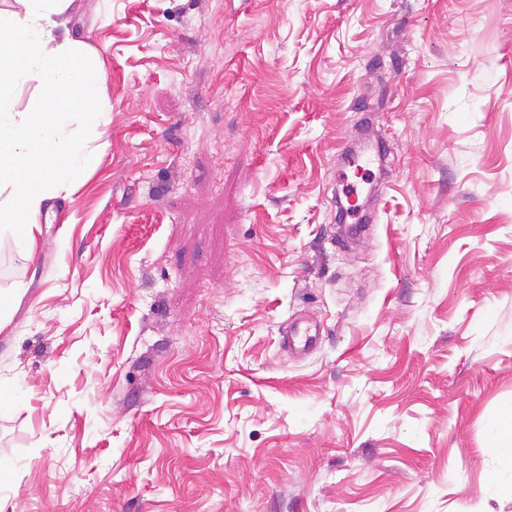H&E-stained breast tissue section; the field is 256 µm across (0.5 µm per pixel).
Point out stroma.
<instances>
[{
    "mask_svg": "<svg viewBox=\"0 0 512 512\" xmlns=\"http://www.w3.org/2000/svg\"><path fill=\"white\" fill-rule=\"evenodd\" d=\"M68 27L111 120L32 259L0 245V512H512V0ZM366 124L374 186L336 162ZM484 429L487 446L507 460L487 488L488 495L494 497L504 488L512 489V400L487 418Z\"/></svg>",
    "mask_w": 512,
    "mask_h": 512,
    "instance_id": "stroma-1",
    "label": "stroma"
}]
</instances>
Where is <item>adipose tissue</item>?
I'll return each instance as SVG.
<instances>
[{"label": "adipose tissue", "instance_id": "1", "mask_svg": "<svg viewBox=\"0 0 512 512\" xmlns=\"http://www.w3.org/2000/svg\"><path fill=\"white\" fill-rule=\"evenodd\" d=\"M0 8V242L30 258L46 201L79 184L97 163L92 133L106 120L99 53L71 36L73 0H19ZM34 91L26 107L18 93ZM488 447L505 460L487 488L512 489V400L485 423Z\"/></svg>", "mask_w": 512, "mask_h": 512}]
</instances>
